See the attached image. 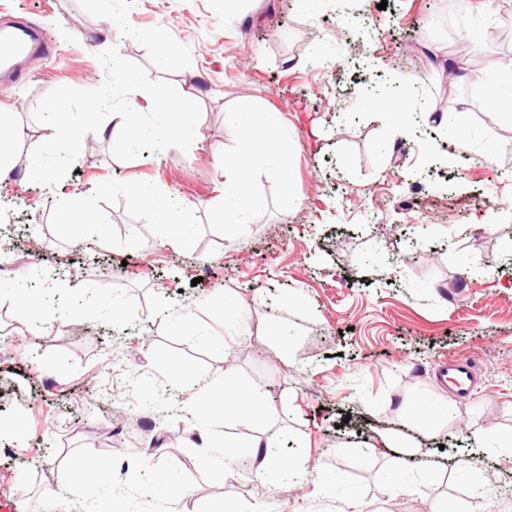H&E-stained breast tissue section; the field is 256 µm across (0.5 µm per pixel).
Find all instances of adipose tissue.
<instances>
[{
  "label": "adipose tissue",
  "instance_id": "obj_1",
  "mask_svg": "<svg viewBox=\"0 0 512 512\" xmlns=\"http://www.w3.org/2000/svg\"><path fill=\"white\" fill-rule=\"evenodd\" d=\"M188 110L183 97L170 98H144L142 102L134 104L132 108L112 113L108 122H99L96 116L95 104H88L81 118H73L71 113L61 112L57 115L54 124L40 130L29 132L17 127L0 126V177L8 175L11 171L9 158L15 142L27 141L32 156H39L42 150L59 140L76 139L79 133L90 131L99 136L122 135L127 139L138 138L141 133L140 115L144 112H163L170 116V123L161 130L158 139L162 144L184 135L185 127L182 117ZM224 396L225 413H242L255 418L261 417L265 412L266 400L264 393L256 388H243L232 377H225L221 387ZM225 456L235 459L245 455L256 462L259 470L265 473H274L285 470L286 465L271 449L268 441L257 438L248 443L228 437L224 440Z\"/></svg>",
  "mask_w": 512,
  "mask_h": 512
}]
</instances>
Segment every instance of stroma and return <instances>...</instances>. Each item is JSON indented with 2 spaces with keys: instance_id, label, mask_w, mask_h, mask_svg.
I'll return each mask as SVG.
<instances>
[{
  "instance_id": "35a3bbf8",
  "label": "stroma",
  "mask_w": 512,
  "mask_h": 512,
  "mask_svg": "<svg viewBox=\"0 0 512 512\" xmlns=\"http://www.w3.org/2000/svg\"><path fill=\"white\" fill-rule=\"evenodd\" d=\"M347 2L0 0V17L27 16L56 47L0 82L12 125L39 129L59 102L79 113L97 101L104 118L144 93L188 95L191 123L164 152L162 112L141 114L133 142L89 133L35 162L27 142L14 147L0 179V267L19 282L0 300V512H45L50 499L57 512H97L115 493L124 512H476L487 490L490 512H512V452L469 451L474 435L512 432V124L476 109L463 135L415 121L400 136L366 107L388 85L413 111L426 94L442 111L468 109L490 63L512 59V32L495 34L512 0H465L452 34L443 0H356L352 14ZM464 37L478 64L454 81L436 58ZM238 102L291 135V210H269L239 239L206 231L188 252L153 235L123 249L52 234L58 200L110 179L152 182L205 217L224 196ZM117 295L124 318L98 315ZM227 296L241 324L225 323ZM28 299L44 313L23 330L13 308ZM274 323L296 333L288 353L266 341ZM451 359L473 367L471 393L444 384ZM228 375L266 392L267 419L184 414ZM438 397L453 414L418 428L411 404ZM225 435L273 438L287 472L251 465L217 479ZM440 445L456 459L437 461ZM78 456L108 462V482L75 488ZM395 458L405 469L394 481Z\"/></svg>"
}]
</instances>
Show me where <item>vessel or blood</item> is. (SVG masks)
<instances>
[{
  "label": "vessel or blood",
  "instance_id": "vessel-or-blood-1",
  "mask_svg": "<svg viewBox=\"0 0 512 512\" xmlns=\"http://www.w3.org/2000/svg\"><path fill=\"white\" fill-rule=\"evenodd\" d=\"M53 47L44 30L22 16L0 23V77L17 78L24 66L43 61Z\"/></svg>",
  "mask_w": 512,
  "mask_h": 512
}]
</instances>
